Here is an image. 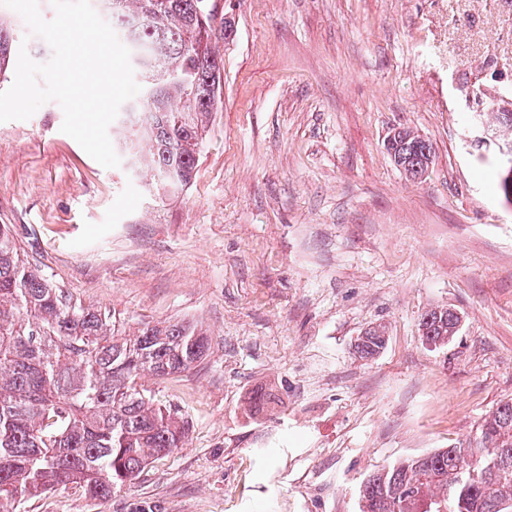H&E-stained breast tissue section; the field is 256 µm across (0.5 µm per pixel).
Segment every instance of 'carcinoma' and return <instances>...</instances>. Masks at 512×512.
Masks as SVG:
<instances>
[{
    "label": "carcinoma",
    "instance_id": "1",
    "mask_svg": "<svg viewBox=\"0 0 512 512\" xmlns=\"http://www.w3.org/2000/svg\"><path fill=\"white\" fill-rule=\"evenodd\" d=\"M131 51L140 93L112 123L125 139L122 161L148 167L156 190L188 186L212 112L224 57L216 45L233 19L215 25V0H91ZM18 35L0 21V74ZM512 143V111L492 109ZM427 142L400 127L391 141ZM150 144L142 155L135 142ZM426 335H455L452 310L431 314ZM209 351L186 321L145 323L129 336L101 311L73 298L21 251L0 224V502L80 484L106 498L148 462L179 446L184 420L154 404L142 383L185 372ZM475 446L445 448L388 467L386 485L363 481L361 512H411L401 490L443 512H512V417L496 406Z\"/></svg>",
    "mask_w": 512,
    "mask_h": 512
}]
</instances>
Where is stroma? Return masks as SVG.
Here are the masks:
<instances>
[{"instance_id":"1","label":"stroma","mask_w":512,"mask_h":512,"mask_svg":"<svg viewBox=\"0 0 512 512\" xmlns=\"http://www.w3.org/2000/svg\"><path fill=\"white\" fill-rule=\"evenodd\" d=\"M237 34L195 177L149 192L61 132L50 101L0 123V224L75 299L125 326L186 319L208 356L148 380L179 448L94 499L16 512H359L402 459L467 445L512 401V202L485 103L512 84V0H220ZM428 138L407 181L390 128ZM462 324L432 349L434 307ZM388 341L354 355L371 325ZM272 395L267 404L256 393Z\"/></svg>"}]
</instances>
